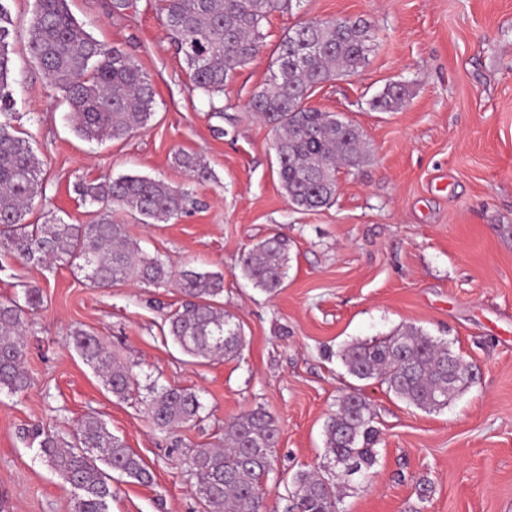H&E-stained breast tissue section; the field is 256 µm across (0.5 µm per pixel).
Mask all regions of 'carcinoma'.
Here are the masks:
<instances>
[{
  "mask_svg": "<svg viewBox=\"0 0 512 512\" xmlns=\"http://www.w3.org/2000/svg\"><path fill=\"white\" fill-rule=\"evenodd\" d=\"M290 0H159L158 10L182 55L192 90L207 96L210 111L224 112V88L231 74L248 64L263 46V27L288 9ZM13 20L0 0V116L13 106L14 78L9 56ZM31 57L59 91L70 109L78 136L86 141L121 140L148 125L154 112V90L141 67L124 51L94 39L75 21L68 0H35L28 29ZM371 51L368 23L346 18L304 20L288 29L278 44L276 69L267 86L254 94L249 108L275 133L278 176L288 200L305 210L329 205L341 167H357L363 159L360 130L351 122L307 103L314 87L359 71ZM406 90L388 85L371 105L381 112L400 106ZM174 163L187 173L207 177L200 158L177 152ZM41 161L28 138L15 135L0 120V251L23 264L48 260L72 264L97 287L135 277L149 285L171 280L189 298L164 324L180 349L195 358H231L240 354V324L224 313V275L196 268L174 272L158 256L150 257L132 240L127 225L112 220L117 206L142 219H171L187 210L189 193L169 182L142 175H109L98 182H80L76 191L94 207L86 224H28L25 217L43 196ZM288 240L273 234L243 256L241 270L268 293L283 288L287 276ZM24 302H0V390L24 391L29 378L24 321L41 304L40 289L28 286ZM72 345L100 374L114 396L126 397L134 384L133 369L114 360L99 337L80 329ZM347 373L359 380L379 379L389 391L428 412L448 406L450 398L469 387L476 373L446 341L407 327L390 335L355 341L340 352ZM154 423L173 431L199 420L202 404L189 388L152 390L148 403ZM376 414L361 394L338 400L325 427L329 463L334 476L301 471L289 492L287 512H336L345 482L366 477L377 457ZM279 425L263 407L245 411L224 423V447L194 449L189 465L197 477L203 512H264V482L274 470ZM48 465L77 494L73 512H108L112 497L103 462L140 484L153 475L142 459L112 435L106 424L89 415L70 440L34 428Z\"/></svg>",
  "mask_w": 512,
  "mask_h": 512,
  "instance_id": "obj_1",
  "label": "carcinoma"
}]
</instances>
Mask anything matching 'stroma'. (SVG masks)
I'll use <instances>...</instances> for the list:
<instances>
[{"label":"stroma","instance_id":"stroma-1","mask_svg":"<svg viewBox=\"0 0 512 512\" xmlns=\"http://www.w3.org/2000/svg\"><path fill=\"white\" fill-rule=\"evenodd\" d=\"M133 3L117 15L112 0H68L84 29L130 54L155 92L148 126L97 143L74 133L68 105L28 55L34 0H10L12 123L35 139L44 189L26 221L89 222L75 187L106 174L185 189L197 204L169 221L144 224L120 209L114 217L174 270L222 272L224 310L247 343L236 358H192L162 332L184 302L175 284L97 288L77 265L0 255V301L22 298L24 282L43 296L26 324L30 386L0 392V512H71L72 489L23 431L40 423L69 438L87 415L153 474L148 485L113 475L109 512H202L192 449L217 443L226 420L259 405L280 427L267 505L285 512L292 477L326 466V422L356 389L376 413L377 462L345 488L338 512H512V0H291L226 87L220 116L192 91L158 0ZM328 18L369 22L373 47L357 74L315 88L308 102L355 124L366 157L340 169L331 206L309 211L282 192L274 133L248 105L283 33ZM391 83L404 85V102L373 110ZM180 150L201 157L210 178L176 167ZM275 233L288 237L289 260L283 288L269 294L243 277L240 258ZM409 326L450 341L476 372L440 411L352 378L339 357L351 341ZM78 328L133 366L128 399L108 392L74 349ZM164 386L195 390L200 422L158 428L147 403Z\"/></svg>","mask_w":512,"mask_h":512}]
</instances>
